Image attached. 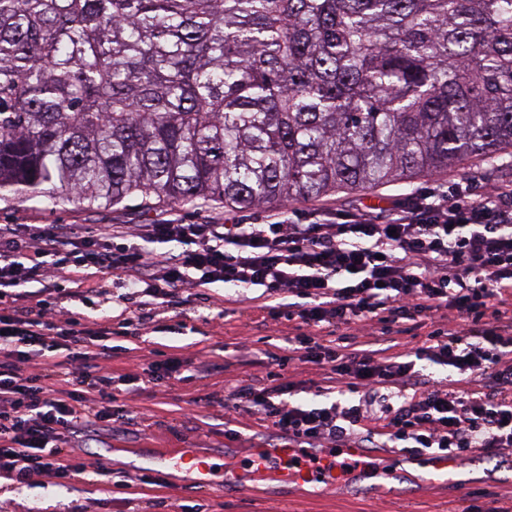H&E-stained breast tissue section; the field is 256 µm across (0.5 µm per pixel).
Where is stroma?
<instances>
[{
    "mask_svg": "<svg viewBox=\"0 0 512 512\" xmlns=\"http://www.w3.org/2000/svg\"><path fill=\"white\" fill-rule=\"evenodd\" d=\"M458 170L395 182L370 191L340 192L295 202L299 220L317 221L337 210L358 206L399 205L410 194L447 188ZM220 201L181 205L158 198L127 200L100 211L75 203L51 208L13 196L0 197V224H220ZM285 315L271 313L258 290L237 292L222 284L200 289L191 310L157 308L147 321H134L122 331L126 351L112 360L119 378V404L126 414L113 423L87 425L79 434H62L59 447L92 465H110L109 475L78 476L54 484L41 475L0 481V512H181L203 506L206 512H462L471 495L481 512L512 508V454L476 451L467 459L464 485H434L402 448H379L374 462L400 471L399 480L382 482L361 475L306 494L273 475L256 479L258 495L244 493L235 475L248 467L267 442L270 430L245 410H225L224 388L265 377L270 358H284L279 372L291 382L310 381L329 388L325 370L288 360ZM178 358V374L149 382L143 365ZM192 452L215 465L214 482L202 486L175 476L169 465ZM128 486L113 488L116 477Z\"/></svg>",
    "mask_w": 512,
    "mask_h": 512,
    "instance_id": "1",
    "label": "stroma"
}]
</instances>
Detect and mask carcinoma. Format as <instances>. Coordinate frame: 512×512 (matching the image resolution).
Masks as SVG:
<instances>
[{"instance_id":"cac0c4a2","label":"carcinoma","mask_w":512,"mask_h":512,"mask_svg":"<svg viewBox=\"0 0 512 512\" xmlns=\"http://www.w3.org/2000/svg\"><path fill=\"white\" fill-rule=\"evenodd\" d=\"M512 151V0H0V196L259 208Z\"/></svg>"}]
</instances>
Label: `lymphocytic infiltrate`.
<instances>
[{
  "label": "lymphocytic infiltrate",
  "mask_w": 512,
  "mask_h": 512,
  "mask_svg": "<svg viewBox=\"0 0 512 512\" xmlns=\"http://www.w3.org/2000/svg\"><path fill=\"white\" fill-rule=\"evenodd\" d=\"M476 180L470 173L448 190L412 194L385 214L340 210L325 222L299 224L284 210L267 224H142L119 250L112 241L124 232L112 224L84 235L71 224H0V297L25 301L0 315V476L65 482L84 474V464L64 462L54 436L117 414L112 327L88 330L72 308L86 303L93 277L162 307L183 288L264 289L275 312L296 322L292 352L336 380V399L311 405L291 404L298 387L276 374L260 388L225 390V408L253 410L282 447L375 448L384 439L415 454L512 449V185L482 196L472 191ZM168 243L180 252L165 251ZM48 274L69 283L65 307L47 308L30 291ZM443 314L447 324L410 361L318 341L344 326L387 332ZM61 349L82 363L64 399L48 384L64 367L50 358ZM423 361L454 375L435 378ZM350 393L362 401L348 402Z\"/></svg>",
  "instance_id": "obj_1"
}]
</instances>
